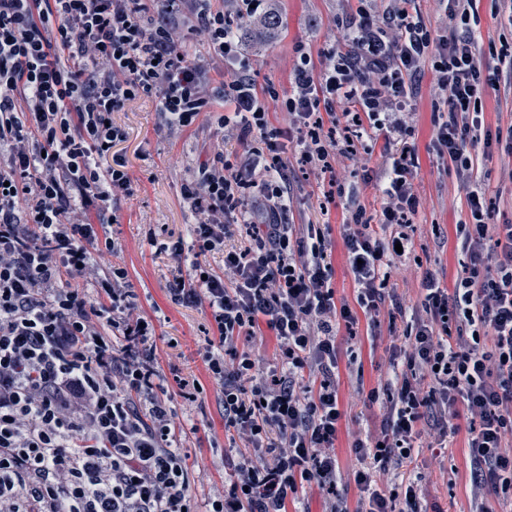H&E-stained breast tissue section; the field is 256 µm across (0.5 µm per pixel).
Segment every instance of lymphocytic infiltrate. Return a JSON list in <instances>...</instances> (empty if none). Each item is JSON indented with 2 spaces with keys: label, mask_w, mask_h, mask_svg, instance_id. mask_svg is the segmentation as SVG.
Masks as SVG:
<instances>
[{
  "label": "lymphocytic infiltrate",
  "mask_w": 512,
  "mask_h": 512,
  "mask_svg": "<svg viewBox=\"0 0 512 512\" xmlns=\"http://www.w3.org/2000/svg\"><path fill=\"white\" fill-rule=\"evenodd\" d=\"M0 0V512H197L170 399L154 391V329L146 324L117 246L100 237L133 180L111 147L125 138L112 114L139 95L158 99L166 128L188 127L214 100L218 119L249 149L242 166L215 155L181 195L198 217L190 245L171 253L224 254L217 273L195 264L176 279L174 303L210 310L218 336L203 358L221 386L224 426L249 453L234 477L210 490L206 512H287L302 484L328 495L324 512H349L335 452L342 416L336 381L337 333L382 306L409 315L407 346L394 347L393 378L371 389L382 401L380 436L353 445L362 466L353 481L360 512H423L414 486L392 471L410 461L423 426L446 431L467 412L476 504L512 497V224H494L472 186V150L512 152V127L486 128L482 99L512 75V54L495 67L477 57L467 22L474 0H452L465 30L439 35L393 0L384 23L350 20L321 66L301 56L281 99L305 135L303 159L327 172L354 154L350 136L325 129L333 104L371 135L395 145L383 203L357 208L344 232L357 303L335 299L325 234L280 221L288 201L282 132L240 66L241 41L229 17L253 15L266 0ZM229 68L214 82L187 39ZM431 66L445 120L435 141L468 185L467 219L457 231L470 264L453 289L437 273L421 283L422 311L406 312L388 291L389 268L410 253L416 212L403 118L420 71ZM246 228L247 245L226 241ZM93 278L96 297L67 286ZM266 324L273 357L237 349Z\"/></svg>",
  "instance_id": "1"
}]
</instances>
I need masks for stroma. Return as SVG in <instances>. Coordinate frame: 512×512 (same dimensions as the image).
Instances as JSON below:
<instances>
[{
	"label": "stroma",
	"instance_id": "35a3bbf8",
	"mask_svg": "<svg viewBox=\"0 0 512 512\" xmlns=\"http://www.w3.org/2000/svg\"><path fill=\"white\" fill-rule=\"evenodd\" d=\"M287 29L265 55L245 57L244 66L259 95H288L292 74L301 54L320 64L324 53L332 50L342 24L366 14L383 20L390 0H279ZM477 45L479 60L490 61V47L512 45V37L502 35V21L495 13L493 0H477ZM437 97L431 69H423L418 93L405 116L408 141L415 150L414 192L418 200L412 218V251L389 269V286L409 307L421 302L420 284L427 272L439 273L444 286L455 281L469 263L457 246L456 226L466 216V190L453 167L440 155L433 139L438 115L433 110ZM268 104L270 122L287 130L281 158L288 170V210L286 224L327 225L326 246L331 264L330 286L337 300L356 301V285L347 260L343 226L359 207L378 210L382 196L379 186L385 179L390 153L384 139L365 137L350 157H337L333 173L303 161L292 120L277 102ZM222 104H213L193 125L164 129V119L153 96H139L113 112L112 121L126 132L117 151L127 161L135 184L132 196L122 199L115 223L104 225L103 234L118 243L115 263L128 272L142 315L154 326L158 375L155 390L172 397L175 422L183 431L177 441L191 470V492L197 502H205L213 485L230 480L246 452L244 441L234 430L224 427V407L220 389L207 371L203 354L216 328L209 310L185 307L172 302L169 290L175 278H192L195 258L185 252L175 259L170 244L190 237L197 217L181 196V186L191 180L198 168L215 153H222L232 164H242L247 148L235 135L224 133L218 117ZM512 171V156L500 151L479 155L477 178L486 192L491 221L512 224V205L496 195L501 175ZM379 326L359 318L352 330H340L338 338L339 403L336 456L343 474L358 469L351 448L356 438L380 433L384 410L369 404L366 395L379 381L389 379L390 346L393 337L404 336L407 323L390 320L380 313ZM357 357L361 376L350 375L347 364ZM198 381L201 393L189 394L186 384ZM469 415L454 419L453 431L422 435L412 463L403 465L398 475L414 483L426 500L428 512H469L471 500L467 431Z\"/></svg>",
	"mask_w": 512,
	"mask_h": 512
}]
</instances>
